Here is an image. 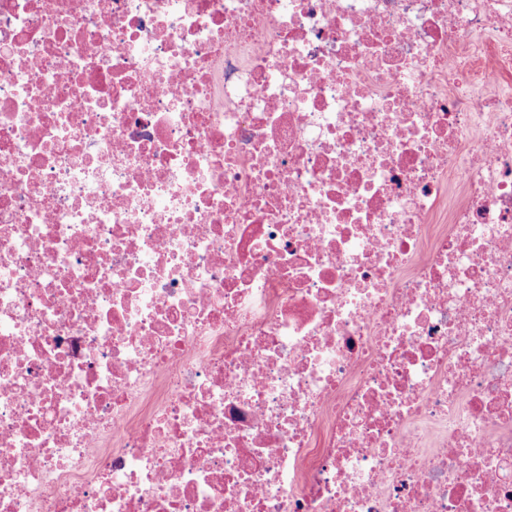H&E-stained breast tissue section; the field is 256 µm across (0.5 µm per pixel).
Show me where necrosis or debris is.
<instances>
[{
  "label": "necrosis or debris",
  "mask_w": 512,
  "mask_h": 512,
  "mask_svg": "<svg viewBox=\"0 0 512 512\" xmlns=\"http://www.w3.org/2000/svg\"><path fill=\"white\" fill-rule=\"evenodd\" d=\"M0 512H512V0H0Z\"/></svg>",
  "instance_id": "necrosis-or-debris-1"
}]
</instances>
